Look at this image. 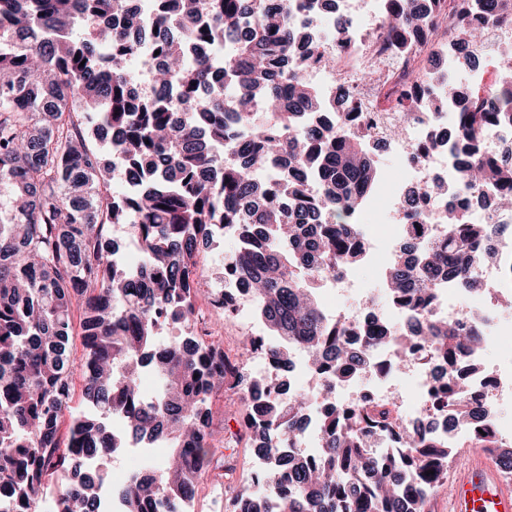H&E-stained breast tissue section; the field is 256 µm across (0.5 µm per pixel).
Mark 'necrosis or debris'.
Masks as SVG:
<instances>
[{"label":"necrosis or debris","instance_id":"4bbe7bcc","mask_svg":"<svg viewBox=\"0 0 512 512\" xmlns=\"http://www.w3.org/2000/svg\"><path fill=\"white\" fill-rule=\"evenodd\" d=\"M457 10L455 0H442L441 8L423 28L411 48L399 47L398 37L385 25L384 0H336L330 11L301 16L314 41L330 48L329 37L336 30L337 18L349 22L341 47L336 48V65H318L303 70L304 80L317 86L328 101L350 112L360 113L361 119L349 128L352 137L374 139L383 130L396 127L400 136L389 139L388 154L401 164L400 178L389 193V203L382 218L389 224H405L409 218L404 208L408 190L422 192L417 223L430 225L440 232L444 216L450 207L462 203V171L448 148V131L457 113L465 111L467 102L448 98L442 86L417 84V71L433 53H440L450 71H462L464 78L479 93L497 85L499 73L512 68V23L488 28L475 44L458 51L448 35L452 15ZM482 58L484 65L477 70L463 69V53ZM411 107V118H404V107ZM201 287L207 288L212 306L231 300L236 315L247 318L254 312L255 299L245 284L229 274L219 280L200 275ZM463 289L448 282L440 290V299L433 309L435 317L469 321L472 310L462 308L458 300ZM484 334L493 338L503 335L512 326V315L500 311L480 313ZM438 382L433 363L424 359L423 351L414 356L399 357L389 345L373 344L365 366L356 370L335 391L318 398L320 407L348 405L365 398L372 410H388L394 419L412 423L431 416L440 437L449 447L459 441L475 442L473 430L449 425L450 408L432 402Z\"/></svg>","mask_w":512,"mask_h":512}]
</instances>
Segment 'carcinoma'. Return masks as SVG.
I'll return each mask as SVG.
<instances>
[{"label":"carcinoma","mask_w":512,"mask_h":512,"mask_svg":"<svg viewBox=\"0 0 512 512\" xmlns=\"http://www.w3.org/2000/svg\"><path fill=\"white\" fill-rule=\"evenodd\" d=\"M294 8V0H155L160 62L150 70L154 89L139 95L127 67L138 42L112 25L130 13L129 0H0V187H10L0 200V512H38L53 475L49 512H102L107 472L73 469L75 454L103 460L131 441L174 452L161 477L139 475L112 490L124 512L153 504L182 512L220 453L210 400L226 389L244 407L247 442L268 459L248 486L234 467L224 469L231 512H270L273 499L277 512H430L425 491L445 485L455 457L432 428L398 424L361 403L315 411L311 397L240 370L220 339L196 331L200 247L230 227L234 248L224 264L249 285L266 329L248 338L250 349L282 371L293 368V352L308 353L328 391L365 363L366 350L350 342L358 332L327 314L311 284L365 257L352 219L379 186L386 140L348 137L352 112L322 118L323 94L301 72L330 65L331 56L313 55ZM439 8L440 0H403L400 9L393 2L386 24L408 47ZM470 10L498 24L512 19V0H471ZM469 18L450 29L462 46L480 36ZM174 20L185 35L167 33ZM219 35L233 51L215 60L203 48ZM437 78L457 96L455 76L433 66L417 81ZM221 82L236 95L231 116ZM498 82V103L472 96L451 148L465 191L494 186L496 205L512 208V150L485 153L479 143L482 130L512 123V80ZM117 160L132 189L114 196ZM467 208L449 210L439 235L401 225L383 282L402 327L384 322L377 333L403 354L416 343L437 350V400L479 430L490 407L465 399L458 382V367L484 348L479 321L465 327L428 316L444 281L480 289L476 270L496 260L483 243L512 234L472 223ZM113 224L130 225L141 266L118 259ZM163 321L185 336L158 343ZM145 369L162 385L152 400L138 386ZM76 374L89 413L70 417L65 455L59 429ZM114 415L124 420L120 434ZM312 418L321 449L307 457L296 445ZM391 432L396 452L366 449V438ZM480 443L500 471H512V443Z\"/></svg>","instance_id":"carcinoma-1"}]
</instances>
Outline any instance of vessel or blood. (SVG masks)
Segmentation results:
<instances>
[{
    "instance_id": "obj_1",
    "label": "vessel or blood",
    "mask_w": 512,
    "mask_h": 512,
    "mask_svg": "<svg viewBox=\"0 0 512 512\" xmlns=\"http://www.w3.org/2000/svg\"><path fill=\"white\" fill-rule=\"evenodd\" d=\"M447 512H512V481L484 454L468 450L448 468Z\"/></svg>"
}]
</instances>
